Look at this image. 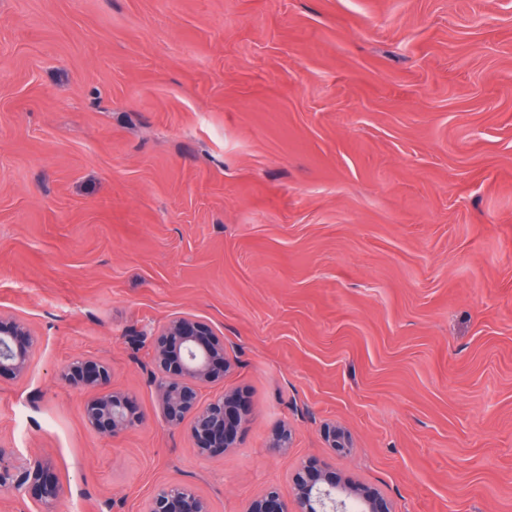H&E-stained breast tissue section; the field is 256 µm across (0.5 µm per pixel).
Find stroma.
<instances>
[{
  "label": "stroma",
  "mask_w": 512,
  "mask_h": 512,
  "mask_svg": "<svg viewBox=\"0 0 512 512\" xmlns=\"http://www.w3.org/2000/svg\"><path fill=\"white\" fill-rule=\"evenodd\" d=\"M0 312L37 338L0 444L63 512H243L307 461L396 512H512V0H0ZM177 315L232 363L202 402L249 408L218 457L158 408ZM78 357L141 426L86 427ZM143 512H210L207 501L192 489L170 484L154 490Z\"/></svg>",
  "instance_id": "1"
}]
</instances>
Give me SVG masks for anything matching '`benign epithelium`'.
<instances>
[{
  "mask_svg": "<svg viewBox=\"0 0 512 512\" xmlns=\"http://www.w3.org/2000/svg\"><path fill=\"white\" fill-rule=\"evenodd\" d=\"M36 341L27 324L0 314V377L22 379L27 375ZM153 385L163 419L173 427L189 422L194 449L202 457L224 453L235 445L237 430L247 421L248 411L231 392L205 406L199 405L200 390L224 378L231 364L224 351V337L201 320L177 316L159 326L153 336ZM67 385L88 391L82 415L91 429L110 436L139 426L144 415L133 397L111 387L107 363L76 360L61 373ZM330 447L345 452L348 435L327 429ZM39 490V512H58L68 496V487L49 476L45 460L32 457L23 464L14 461V450L0 444V491L21 493ZM293 503L276 489L252 499L244 512H394L389 500L341 475L323 473L310 465L299 467L291 477ZM143 512H210L207 501L192 489L170 484L154 490Z\"/></svg>",
  "mask_w": 512,
  "mask_h": 512,
  "instance_id": "1",
  "label": "benign epithelium"
}]
</instances>
